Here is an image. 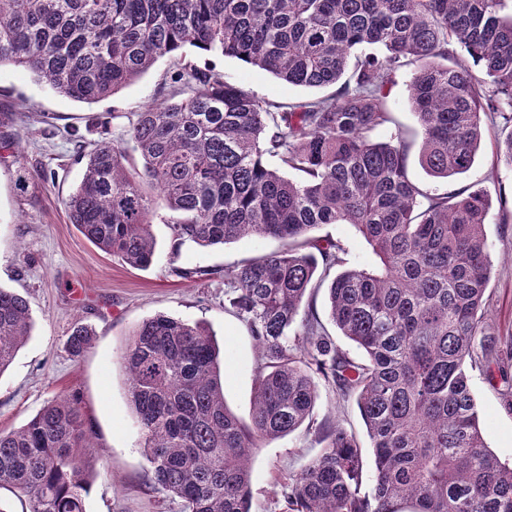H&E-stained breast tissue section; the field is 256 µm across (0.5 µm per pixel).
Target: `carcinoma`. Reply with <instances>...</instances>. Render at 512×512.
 I'll use <instances>...</instances> for the list:
<instances>
[{
	"label": "carcinoma",
	"mask_w": 512,
	"mask_h": 512,
	"mask_svg": "<svg viewBox=\"0 0 512 512\" xmlns=\"http://www.w3.org/2000/svg\"><path fill=\"white\" fill-rule=\"evenodd\" d=\"M509 0H0V64L93 103L158 58L187 48L234 57L293 86L343 81L330 96L263 103L221 74L178 61L172 98L134 113L86 154L66 201L70 223L102 252L151 265L150 216L200 247L253 236L282 249L228 271L226 301L255 340L251 423L224 403L219 349L202 323L144 320L123 357L154 484L182 512H251L252 452L313 421L321 376L354 399L371 454L344 425L318 426L321 452L282 484V512H512V464L486 445L469 373L501 384L512 410V351L481 339L489 284L487 196L428 194L408 175L411 143L392 122L388 85L415 66L410 100L421 165L466 173L498 117L512 124ZM463 49L472 62L457 58ZM143 169L127 167L130 152ZM277 157L292 181L269 166ZM350 224L377 258L346 268L342 245L313 236ZM336 269L329 315L362 353L302 312L317 268ZM33 325L28 301L0 288V373ZM298 343L288 345V334ZM77 322L66 346L87 351ZM94 447L80 397L47 402L0 431V491L22 512H86Z\"/></svg>",
	"instance_id": "cac0c4a2"
}]
</instances>
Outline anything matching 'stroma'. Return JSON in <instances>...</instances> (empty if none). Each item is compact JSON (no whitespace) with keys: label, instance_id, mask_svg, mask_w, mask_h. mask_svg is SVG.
<instances>
[{"label":"stroma","instance_id":"35a3bbf8","mask_svg":"<svg viewBox=\"0 0 512 512\" xmlns=\"http://www.w3.org/2000/svg\"><path fill=\"white\" fill-rule=\"evenodd\" d=\"M200 69L223 75L226 82L263 102L289 103L333 94V87L307 89L221 54L189 51ZM170 58L158 59L129 85L103 101L87 104L65 98L19 67L0 66V288L25 296L33 326L10 366L0 373V430L8 432L30 420L58 395L78 391L86 424L92 431L93 471L87 512H182L179 501L156 489L143 455V435L128 400L123 355L133 330L143 320L164 313L205 323L224 352L221 373L224 400L242 422H249L255 384V341L244 321L224 298V272L277 251L278 241L253 237L224 245L180 243L169 214L158 210L150 227L156 247L151 266L134 269L106 255L70 224L65 202L79 185L83 165L70 141L78 130L85 149L105 136V127L128 126L133 112L167 99ZM413 68L399 70L388 89L392 127H418L410 102ZM392 127L379 129L388 140ZM503 127L486 134L473 167L447 179L429 175L417 159L409 176L431 194L483 190L491 208L485 233L491 246L486 331L497 342L512 338V223L499 221L500 196L512 198V168L496 159L507 136ZM26 184H19V174ZM316 236L337 241L350 266L363 268L376 258L348 224H323ZM196 270L193 278L180 277ZM91 326L94 343L72 356L66 340L73 323ZM470 388L480 409L484 442L502 462L512 463V412L484 375L472 372ZM335 416L360 442L368 436L355 401L343 400L319 385L315 418ZM322 449L310 424L264 441L251 459V512H281L277 482L298 473Z\"/></svg>","mask_w":512,"mask_h":512}]
</instances>
